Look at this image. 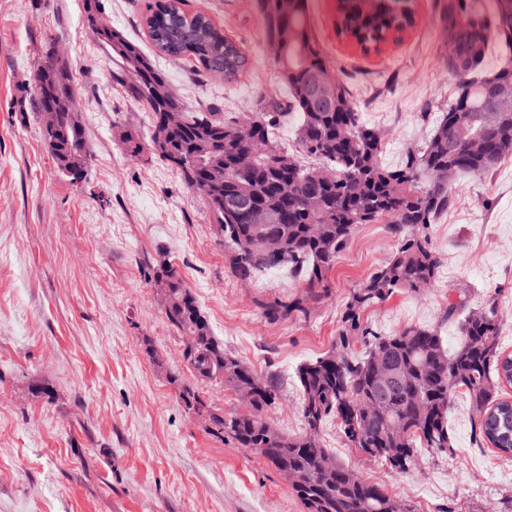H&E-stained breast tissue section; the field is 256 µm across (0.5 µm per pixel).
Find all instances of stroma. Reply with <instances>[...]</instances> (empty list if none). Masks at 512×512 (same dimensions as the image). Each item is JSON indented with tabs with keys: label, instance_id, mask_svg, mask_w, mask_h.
Returning a JSON list of instances; mask_svg holds the SVG:
<instances>
[{
	"label": "stroma",
	"instance_id": "35a3bbf8",
	"mask_svg": "<svg viewBox=\"0 0 512 512\" xmlns=\"http://www.w3.org/2000/svg\"><path fill=\"white\" fill-rule=\"evenodd\" d=\"M149 0H103L112 27L154 47L142 22ZM448 0H408L415 25L382 53L363 54L336 33V0H307L311 31L364 120L383 139L385 166L422 144L457 91L441 16ZM246 54L234 80L157 58L191 111L239 117L285 89L263 37L257 0H184ZM70 64L90 160L85 176H62L34 106V75L47 48ZM115 64L83 20V0H0V512H305L286 480L231 439L185 413L178 386L194 379L183 341L155 293L158 260L177 268L212 333L255 372L276 375L275 427L303 430L301 364L336 344L350 294L394 253L384 224H362L324 287L271 271L238 280L202 194L151 152L134 157L121 136L142 140L152 115L114 77ZM441 265L434 283L361 311L379 333L439 326L445 312L496 295L500 342L512 354V156L486 175L453 183L452 203L427 229ZM300 297L304 311L272 322L261 303ZM164 356L155 366L144 352ZM181 383V384H182ZM44 385L50 398L33 391ZM473 412L456 394L448 411L453 450L422 453L402 474L347 447L335 422L321 432L336 461L417 512H498L512 498V458L476 447Z\"/></svg>",
	"mask_w": 512,
	"mask_h": 512
}]
</instances>
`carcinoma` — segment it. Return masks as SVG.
Masks as SVG:
<instances>
[{
	"instance_id": "carcinoma-1",
	"label": "carcinoma",
	"mask_w": 512,
	"mask_h": 512,
	"mask_svg": "<svg viewBox=\"0 0 512 512\" xmlns=\"http://www.w3.org/2000/svg\"><path fill=\"white\" fill-rule=\"evenodd\" d=\"M398 0H376L369 9L361 0H339L336 28L361 51L378 52L389 41H398L413 24L412 12L394 8ZM182 0H158L146 16L149 38L157 52L172 58L194 60L206 73L224 72L234 79L247 65L241 48L224 36L203 12L188 13ZM267 42L284 37L288 61L278 63L279 77L287 99L260 101L250 120L260 127L273 153L287 163L279 168L259 163L250 176L234 171L235 153L241 147L231 140L240 124L221 118L186 112L167 75L134 40L109 25L102 17L100 0H84V22L112 54L127 84L129 94L146 105L153 117L150 141H155L159 116L179 112L181 126L169 138L175 147L202 166L191 173L181 171L186 184L204 194L218 236L224 238L234 275L250 281L258 274L287 268L304 275L311 288L324 287L326 274L361 224H387L397 240L392 256L354 289L342 316L343 329L329 353L301 364L296 377L302 390L304 431L298 436L280 432L269 412L280 399V386L273 375H261L224 350L213 335L192 289L168 261L158 262L157 276L166 278L170 301L165 309L168 325L180 335L194 336L184 344L183 357L195 379L183 388L185 410L200 418L212 413L201 395L208 384H223L233 391L252 388L251 409L210 420L208 431L224 434L276 470L301 477L291 484L306 512H392L393 496L379 483L336 464L330 473L318 469L317 458L329 450L321 430L330 420L348 447L390 448L387 423L397 420L405 431L394 469L408 472L422 450L444 453L452 450L448 409L453 396L469 398L474 414L473 440L491 444L505 457L512 456V401L500 397L512 386V354L500 346L501 326L496 299L470 310L464 304L448 305L446 318L462 316L460 342L454 351L444 346L435 327H409L391 334H378L361 327L360 311L387 300L396 291L418 293L431 285L440 260L430 247L424 229L448 211L451 195L448 170L454 176L481 177L504 157L512 156V112L489 120L480 111L487 88L493 84L512 88V63L493 73L484 69L492 47L488 33H497L498 43L512 49V0H495L487 16L468 0H450L444 20L448 30V67L458 78V91L448 111L437 121L421 147L409 148L396 168L380 161L381 139L368 126L352 102L346 87L332 73L309 26L305 0H257ZM46 55L37 66L34 95L37 110L52 107L57 129L45 140L59 172L72 180L75 170L88 165L89 150L82 123L74 105V78L69 65H48ZM329 73L336 88V108L314 112L304 95L309 73ZM465 103L472 110L469 124L455 126V108ZM293 118L297 123L299 152L319 161L308 167L300 158L282 150L275 130ZM480 136L484 154L474 156L469 142ZM294 188L284 197L279 185L285 179ZM253 190L260 203L275 216L273 224H252L246 213L227 216L220 198ZM270 321L288 318L304 309L303 299L262 304ZM363 349L354 348L355 342ZM386 357L410 376L391 396L373 403L372 370Z\"/></svg>"
}]
</instances>
